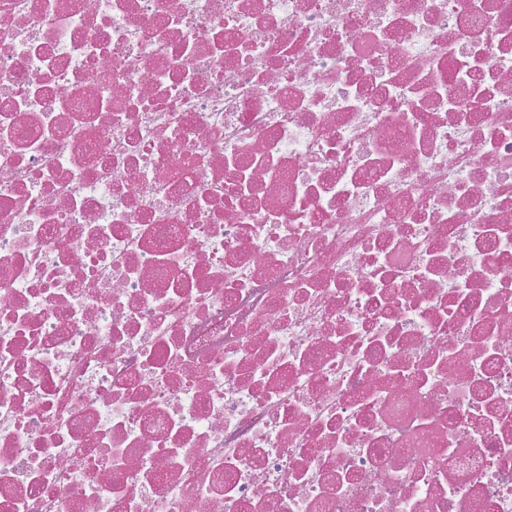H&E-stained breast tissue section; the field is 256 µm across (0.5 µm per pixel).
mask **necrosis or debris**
Returning a JSON list of instances; mask_svg holds the SVG:
<instances>
[{
  "mask_svg": "<svg viewBox=\"0 0 512 512\" xmlns=\"http://www.w3.org/2000/svg\"><path fill=\"white\" fill-rule=\"evenodd\" d=\"M0 512H512V0H0Z\"/></svg>",
  "mask_w": 512,
  "mask_h": 512,
  "instance_id": "obj_1",
  "label": "necrosis or debris"
}]
</instances>
